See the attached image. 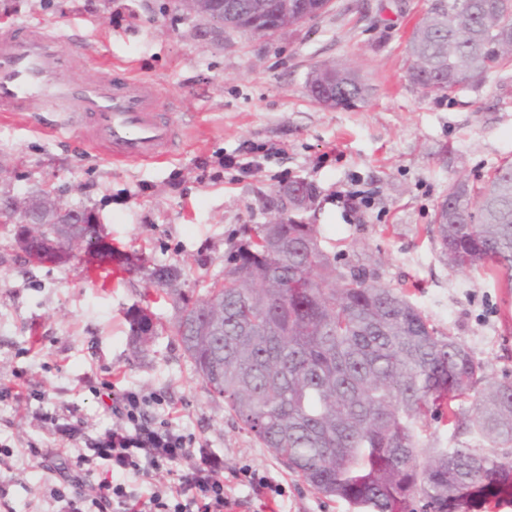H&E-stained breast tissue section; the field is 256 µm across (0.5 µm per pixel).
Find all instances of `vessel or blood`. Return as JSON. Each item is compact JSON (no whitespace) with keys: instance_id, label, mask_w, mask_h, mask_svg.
Listing matches in <instances>:
<instances>
[{"instance_id":"b4317fda","label":"vessel or blood","mask_w":512,"mask_h":512,"mask_svg":"<svg viewBox=\"0 0 512 512\" xmlns=\"http://www.w3.org/2000/svg\"><path fill=\"white\" fill-rule=\"evenodd\" d=\"M75 41L35 22L0 30V112L34 106L56 113L57 127L120 163L166 158L176 142V124L163 118V99L150 81L101 67L75 78Z\"/></svg>"}]
</instances>
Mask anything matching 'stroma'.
Segmentation results:
<instances>
[{
	"mask_svg": "<svg viewBox=\"0 0 512 512\" xmlns=\"http://www.w3.org/2000/svg\"><path fill=\"white\" fill-rule=\"evenodd\" d=\"M432 0H332L300 27L263 37L217 30L179 0H0V28L34 20L75 35L86 53L76 76L99 64L157 83L175 110L199 115L181 126L161 163L115 164L71 132L50 134L41 110L0 112V196L44 191L88 208L112 245L142 270L113 267L100 278L90 257L34 265L0 225V390L19 376L22 400L0 397V445H51L42 413L69 409L93 427L115 417L94 393L107 382L159 395L155 416L173 418L224 456V472L247 466L285 488L273 512H351L327 498L241 429L223 399L208 394L168 328L180 297L200 299L224 277L246 231L277 218L289 182L314 202L295 218L319 225L343 267L409 290L441 330L468 346L490 377L512 378V288L495 277L453 270L427 234L452 181L483 183L512 160V64L453 98H426L409 79L407 44ZM349 63L372 93L361 107L323 108L309 97L314 66ZM266 148L249 176L220 166L245 145ZM178 267V295L147 296L148 270ZM143 308L157 334L136 349L129 313ZM66 452L53 469L7 471L14 512H46Z\"/></svg>",
	"mask_w": 512,
	"mask_h": 512,
	"instance_id": "obj_1",
	"label": "stroma"
}]
</instances>
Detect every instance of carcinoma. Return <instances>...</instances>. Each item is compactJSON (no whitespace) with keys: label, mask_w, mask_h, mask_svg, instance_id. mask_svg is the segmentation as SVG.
<instances>
[{"label":"carcinoma","mask_w":512,"mask_h":512,"mask_svg":"<svg viewBox=\"0 0 512 512\" xmlns=\"http://www.w3.org/2000/svg\"><path fill=\"white\" fill-rule=\"evenodd\" d=\"M288 24L329 4L294 0ZM477 18L434 0L409 39V76L426 97L452 98L512 62V0H475ZM194 12L224 22L223 0H195ZM307 80L324 107L360 106L369 89L348 66L336 85ZM18 219L58 220L78 232L82 250L116 255L83 207L48 213L39 196L0 199ZM433 239L448 266L502 275L512 287V162L475 186L456 180L436 209ZM180 277L157 266L150 284L169 291ZM130 335H156L135 311ZM206 390L261 447L313 490L355 512H499L512 504V381L435 326L402 288L345 270L314 224L280 217L247 233L224 280L182 307L170 330ZM476 433L481 442L432 446L431 423Z\"/></svg>","instance_id":"1"}]
</instances>
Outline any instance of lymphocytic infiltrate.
Wrapping results in <instances>:
<instances>
[{"instance_id": "f902f5d3", "label": "lymphocytic infiltrate", "mask_w": 512, "mask_h": 512, "mask_svg": "<svg viewBox=\"0 0 512 512\" xmlns=\"http://www.w3.org/2000/svg\"><path fill=\"white\" fill-rule=\"evenodd\" d=\"M111 400L117 421L109 427H89L73 412L46 416L55 440L74 448L80 469L68 486L51 489L50 512H238L283 495L281 484L249 468L234 475L249 495H231L223 455L173 421L157 420L156 394L115 390ZM163 472L171 481L140 491L139 478Z\"/></svg>"}]
</instances>
